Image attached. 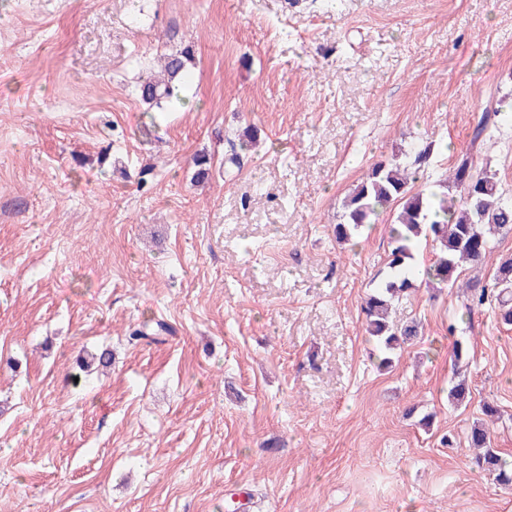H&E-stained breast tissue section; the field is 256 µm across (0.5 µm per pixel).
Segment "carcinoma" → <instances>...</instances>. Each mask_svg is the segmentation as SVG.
<instances>
[{
  "label": "carcinoma",
  "mask_w": 512,
  "mask_h": 512,
  "mask_svg": "<svg viewBox=\"0 0 512 512\" xmlns=\"http://www.w3.org/2000/svg\"><path fill=\"white\" fill-rule=\"evenodd\" d=\"M192 64L190 44L161 56L160 75L150 74L138 83L141 101L153 106L173 98ZM503 118L504 114L497 111L484 113L473 131L472 142L479 141ZM429 153L428 145L416 151L405 167L395 160L372 164L344 201L334 237L339 243H350L356 231L375 223L381 212L393 211L386 273L361 306L364 330L376 343L382 367L392 364L398 349L419 338L417 324L397 319L396 305L413 290L411 261L419 242L424 239L433 243L436 258L426 268V275L440 285L457 289L463 297L461 311L448 322V335L453 337L448 400L458 406L468 402V384L460 374L470 359V343L456 335L457 323L472 322L475 310L495 302L500 322L512 326V257L495 263L485 281L477 276L465 278L466 270L487 266L495 236L512 233V198L506 195L496 174L477 167L468 151L457 154L446 178L434 181L428 190H414L411 183L429 178ZM166 331L164 323L154 327L145 324L130 330L128 341L150 344L158 341L157 334ZM480 413L482 421L474 423L466 436L474 450L471 463L499 485L512 489V461L493 446L487 426L501 419L500 409L485 402Z\"/></svg>",
  "instance_id": "1"
}]
</instances>
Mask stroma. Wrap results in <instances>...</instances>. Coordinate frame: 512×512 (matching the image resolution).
Here are the masks:
<instances>
[{
    "instance_id": "35a3bbf8",
    "label": "stroma",
    "mask_w": 512,
    "mask_h": 512,
    "mask_svg": "<svg viewBox=\"0 0 512 512\" xmlns=\"http://www.w3.org/2000/svg\"><path fill=\"white\" fill-rule=\"evenodd\" d=\"M187 40L147 109L140 61ZM495 110L474 161L512 196V0H0V512H512L465 439L495 402L512 457V328L459 324L450 406L461 300L423 243L422 339L378 369L392 215L333 236L373 163L430 142L445 178ZM149 319L171 334L130 345ZM193 52L192 45L188 44L161 56L160 75L150 74L138 83L137 92L141 101L150 107L160 104L164 99H172L193 64Z\"/></svg>"
}]
</instances>
